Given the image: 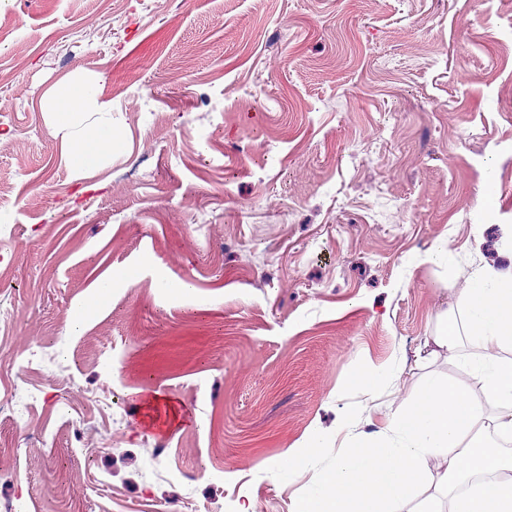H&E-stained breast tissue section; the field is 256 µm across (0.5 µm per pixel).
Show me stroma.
Returning a JSON list of instances; mask_svg holds the SVG:
<instances>
[{"mask_svg": "<svg viewBox=\"0 0 512 512\" xmlns=\"http://www.w3.org/2000/svg\"><path fill=\"white\" fill-rule=\"evenodd\" d=\"M0 21L1 503L297 512L273 468L312 428L381 429L461 377L416 351L512 259V0H0ZM95 74L121 145L80 177L43 95Z\"/></svg>", "mask_w": 512, "mask_h": 512, "instance_id": "35a3bbf8", "label": "stroma"}]
</instances>
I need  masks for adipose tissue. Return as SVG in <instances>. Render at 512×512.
<instances>
[{
    "label": "adipose tissue",
    "mask_w": 512,
    "mask_h": 512,
    "mask_svg": "<svg viewBox=\"0 0 512 512\" xmlns=\"http://www.w3.org/2000/svg\"><path fill=\"white\" fill-rule=\"evenodd\" d=\"M103 76L54 84L45 109L79 174L96 169L118 144L111 121L85 125L104 111ZM448 317L461 322V337L445 333L434 344L460 354L463 380L427 379L417 399L392 414L383 432L353 433L344 445L334 433L312 429L303 448L276 463L279 478L304 479L298 512H512V263L476 267ZM484 399L474 398L469 383ZM330 459L318 467L319 456ZM441 469L428 476L429 461ZM316 478H308L310 470Z\"/></svg>",
    "instance_id": "adipose-tissue-1"
}]
</instances>
